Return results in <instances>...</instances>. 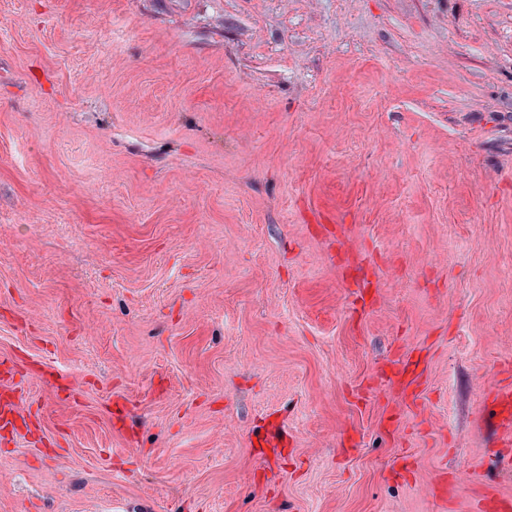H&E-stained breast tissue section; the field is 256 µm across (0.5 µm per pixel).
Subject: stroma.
<instances>
[{
    "label": "stroma",
    "instance_id": "stroma-1",
    "mask_svg": "<svg viewBox=\"0 0 512 512\" xmlns=\"http://www.w3.org/2000/svg\"><path fill=\"white\" fill-rule=\"evenodd\" d=\"M511 363L512 0H0V512H472Z\"/></svg>",
    "mask_w": 512,
    "mask_h": 512
}]
</instances>
